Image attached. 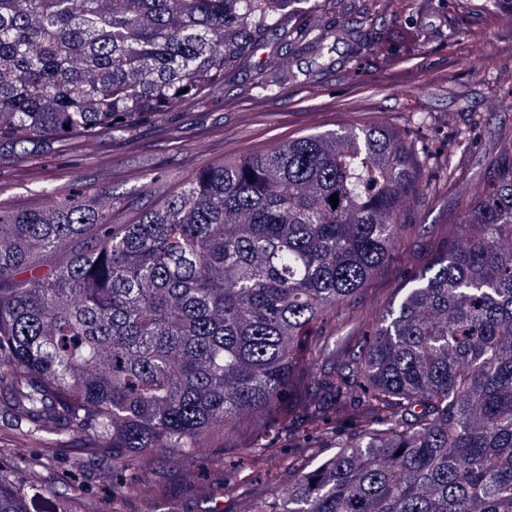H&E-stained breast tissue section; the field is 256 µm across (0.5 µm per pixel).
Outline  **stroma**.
<instances>
[{
	"label": "stroma",
	"mask_w": 512,
	"mask_h": 512,
	"mask_svg": "<svg viewBox=\"0 0 512 512\" xmlns=\"http://www.w3.org/2000/svg\"><path fill=\"white\" fill-rule=\"evenodd\" d=\"M356 0L342 13L325 8L322 23H360V46L340 41L327 58L312 53L292 57L297 78L275 97L256 86V74L270 55L261 50L251 63L214 94L187 101L180 111L157 122L106 136L87 152L73 139L38 144L18 162L11 141L0 140V205L28 207L42 187L91 189L112 198V220L126 224L155 208L160 198L148 175L162 176L168 188L182 184L195 170L234 159L302 134L351 125L382 124L404 133L430 162L440 190L412 206L411 245L400 250L369 287L353 316L328 333L337 350L356 352L382 312L404 287L407 271L422 267L448 245V225L466 200L482 190L503 140L512 139V0ZM455 155L459 166L448 177L443 160ZM262 437L285 455L282 463H256L228 451L202 453L187 462L195 491L183 493L177 472L123 473L132 489L122 512H240L241 505L292 480L289 463L302 464L332 454L335 435L305 439L281 423ZM24 468L0 464V473L27 482L45 471L57 492L68 495L71 512L94 503L109 512L112 453L90 450L83 442L59 441L53 468L30 458ZM168 485L166 496L146 500L155 481Z\"/></svg>",
	"instance_id": "stroma-1"
}]
</instances>
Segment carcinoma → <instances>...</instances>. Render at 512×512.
I'll return each instance as SVG.
<instances>
[{"instance_id":"carcinoma-1","label":"carcinoma","mask_w":512,"mask_h":512,"mask_svg":"<svg viewBox=\"0 0 512 512\" xmlns=\"http://www.w3.org/2000/svg\"><path fill=\"white\" fill-rule=\"evenodd\" d=\"M321 8L0 0V139L19 161L56 137L95 141L218 91L269 41L321 55L351 37L294 23ZM295 78L278 55L257 85L273 97ZM492 166L448 249L323 376L317 325L354 312L408 243L406 201L436 192L396 131L216 162L128 224L95 191L0 208V416L129 470L223 453L264 416L300 413L314 432L336 422V452L251 512H512V145ZM242 451L280 460L258 436ZM0 512L67 509L48 484L0 477Z\"/></svg>"}]
</instances>
